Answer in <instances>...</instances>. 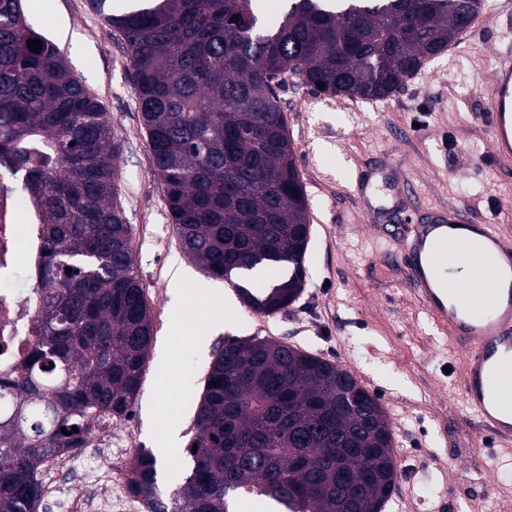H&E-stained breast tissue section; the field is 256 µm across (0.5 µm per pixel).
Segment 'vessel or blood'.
<instances>
[{"instance_id":"1","label":"vessel or blood","mask_w":512,"mask_h":512,"mask_svg":"<svg viewBox=\"0 0 512 512\" xmlns=\"http://www.w3.org/2000/svg\"><path fill=\"white\" fill-rule=\"evenodd\" d=\"M487 94L488 132L496 160H512V47L496 52ZM407 181L391 169L360 175L356 193L379 237L399 240L401 281L462 352L460 388L480 438L512 441V244L466 207L406 215L409 232L389 230ZM468 273L458 282L454 269Z\"/></svg>"}]
</instances>
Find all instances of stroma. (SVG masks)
I'll return each mask as SVG.
<instances>
[{
	"instance_id": "stroma-1",
	"label": "stroma",
	"mask_w": 512,
	"mask_h": 512,
	"mask_svg": "<svg viewBox=\"0 0 512 512\" xmlns=\"http://www.w3.org/2000/svg\"><path fill=\"white\" fill-rule=\"evenodd\" d=\"M28 22L51 39L70 70L107 112L119 134L118 193L134 228L135 264L149 305L154 340L132 414L113 439L158 454V485L170 491L190 472L185 449L217 347L231 337H270L357 371L378 397L393 431L397 466L412 470L396 482L386 512H512V448L488 456L459 391V353L437 333L404 286L381 284V248L351 192L356 170L387 164L404 174L417 210L462 205L495 224L512 242V162L491 157L485 96L498 30L487 15L453 52L430 60L387 100L326 106L323 94L287 78L274 90L287 118L307 199L311 238L306 286L288 309L267 315L246 307L233 285L205 275L179 249L145 125L133 69L118 33L88 0H23ZM204 283L222 301L206 308L188 296L180 319L170 309V283ZM202 348L182 349L178 392L162 398L159 367L178 335L201 328Z\"/></svg>"
}]
</instances>
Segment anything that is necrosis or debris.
<instances>
[{
    "instance_id": "4bbe7bcc",
    "label": "necrosis or debris",
    "mask_w": 512,
    "mask_h": 512,
    "mask_svg": "<svg viewBox=\"0 0 512 512\" xmlns=\"http://www.w3.org/2000/svg\"><path fill=\"white\" fill-rule=\"evenodd\" d=\"M13 172L0 166V376H6L27 354L33 343L39 312V267L41 216L31 199H20L11 186ZM126 456L118 453L109 468L96 478L95 486L86 482L60 485L45 482L44 501L84 498L94 489L93 512H142V499L127 490Z\"/></svg>"
}]
</instances>
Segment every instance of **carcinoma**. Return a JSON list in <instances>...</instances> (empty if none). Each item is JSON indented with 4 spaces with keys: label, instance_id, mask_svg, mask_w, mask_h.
<instances>
[{
    "label": "carcinoma",
    "instance_id": "carcinoma-1",
    "mask_svg": "<svg viewBox=\"0 0 512 512\" xmlns=\"http://www.w3.org/2000/svg\"><path fill=\"white\" fill-rule=\"evenodd\" d=\"M254 2L160 0L105 20L132 62L181 250L212 277H240L243 302L273 314L304 291L311 234L275 79L387 98L491 3L289 0L264 30ZM119 153L109 117L22 0H0V163L23 175L45 224L35 341L5 382L21 413L0 417V512H38L46 464L130 415L141 388L154 332L116 192ZM196 429L191 472L169 495L153 454L134 461L130 490L152 512H232L242 496L281 512H382L396 483L377 399L338 364L276 339L224 341Z\"/></svg>",
    "mask_w": 512,
    "mask_h": 512
}]
</instances>
